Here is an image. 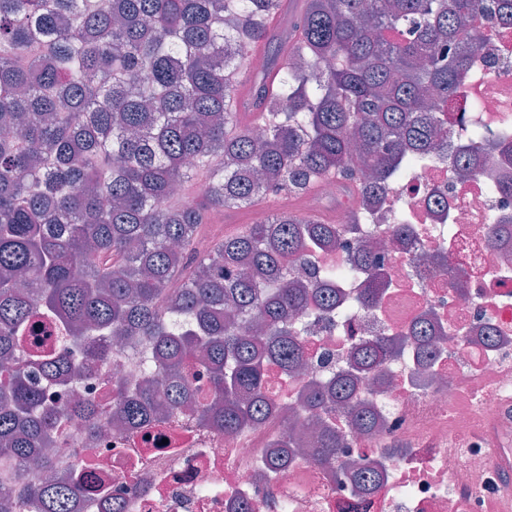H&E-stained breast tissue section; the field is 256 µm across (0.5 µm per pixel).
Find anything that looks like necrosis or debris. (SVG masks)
Wrapping results in <instances>:
<instances>
[{
  "instance_id": "obj_1",
  "label": "necrosis or debris",
  "mask_w": 512,
  "mask_h": 512,
  "mask_svg": "<svg viewBox=\"0 0 512 512\" xmlns=\"http://www.w3.org/2000/svg\"><path fill=\"white\" fill-rule=\"evenodd\" d=\"M476 60L460 96L448 102V144L495 130L512 112V37L494 36ZM483 174L457 179L445 161L414 169L389 186L379 209L407 212L413 230L394 242L384 225L365 224L384 255L389 282L381 304L351 309L329 325L301 321L303 373L268 367L267 394L276 410L262 423L228 436L194 425L147 424L131 431L103 430L88 438L80 418L62 426L54 445L60 476H78L76 512H512L502 480L512 472V237L488 240L494 220H512V195L489 190V181L512 182V160L494 151L477 158ZM445 260L465 283L448 286ZM433 312L441 331L433 359L408 346L382 375H363L356 398L378 418L366 432L344 419V457L382 465L378 489L356 492L341 471L318 466L310 455L285 469L270 464L281 438L286 407L302 410L313 378L345 368L354 346L377 335L407 332ZM491 329L496 342L483 338ZM144 357L106 350L91 376L50 388L47 401L63 408L78 400L108 399L112 382L139 376Z\"/></svg>"
}]
</instances>
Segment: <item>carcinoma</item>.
I'll return each mask as SVG.
<instances>
[{
	"label": "carcinoma",
	"mask_w": 512,
	"mask_h": 512,
	"mask_svg": "<svg viewBox=\"0 0 512 512\" xmlns=\"http://www.w3.org/2000/svg\"><path fill=\"white\" fill-rule=\"evenodd\" d=\"M285 0H0V512H73L79 486L54 474L49 455L64 419L88 434L106 421L136 429L179 418L233 435L271 410L266 367L304 362L294 315L331 320L346 307L336 282L362 283L356 302L376 308L381 257L357 238L375 220L371 201L417 166L441 157L448 118L429 102L456 96L490 28L512 26V0H305L295 30L278 27ZM277 58L249 67L259 43ZM246 75L259 111L238 109ZM265 126L257 140L250 126ZM512 156V137L480 134L448 153L474 176L485 146ZM328 178L351 204V223L317 208L280 212L197 247L210 215L250 209L272 190L301 201ZM200 187L185 204L175 188ZM390 234L410 232L401 211ZM346 249L349 265H309L315 250ZM307 265V284L288 280ZM173 281L181 288L172 290ZM67 330L63 354L40 362L17 335L36 308ZM117 337L146 351L153 371L112 382V401L59 409L29 378L74 375L71 346ZM436 328L373 336L342 370L306 395L318 429L312 457L336 464L361 489L379 473L338 461L340 414L358 430L373 415L355 401L357 375L381 371L408 341L433 356ZM287 430L270 452L292 454ZM36 463L46 476L29 482Z\"/></svg>",
	"instance_id": "obj_1"
}]
</instances>
